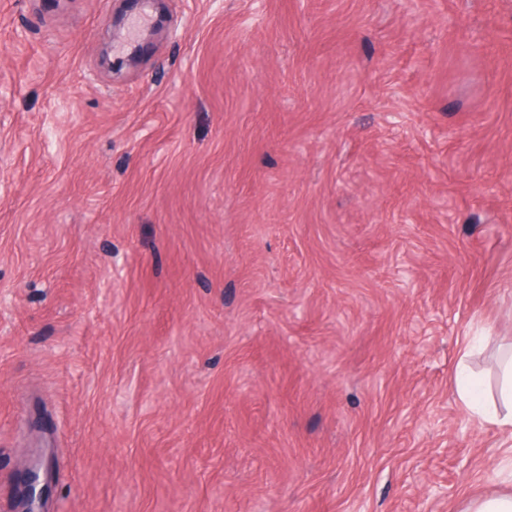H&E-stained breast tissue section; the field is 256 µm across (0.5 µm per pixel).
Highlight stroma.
<instances>
[{
  "label": "stroma",
  "instance_id": "stroma-1",
  "mask_svg": "<svg viewBox=\"0 0 512 512\" xmlns=\"http://www.w3.org/2000/svg\"><path fill=\"white\" fill-rule=\"evenodd\" d=\"M0 0V512H465L512 341V0ZM498 365L499 405L494 398L491 404L483 401L479 378L465 367H461L458 373L459 397L475 418L512 432V346L511 350H501Z\"/></svg>",
  "mask_w": 512,
  "mask_h": 512
}]
</instances>
